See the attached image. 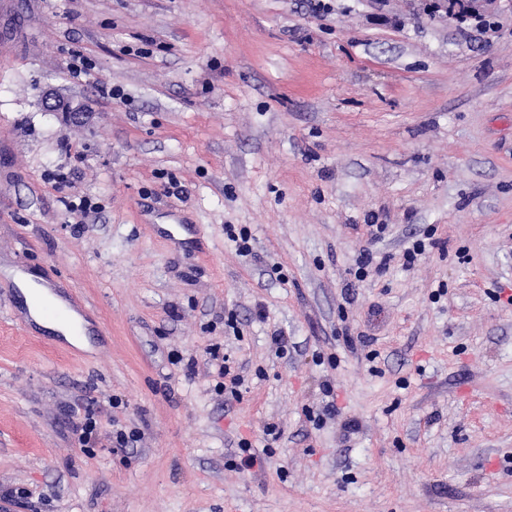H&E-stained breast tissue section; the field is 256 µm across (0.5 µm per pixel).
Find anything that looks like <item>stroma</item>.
I'll return each instance as SVG.
<instances>
[{
    "label": "stroma",
    "mask_w": 512,
    "mask_h": 512,
    "mask_svg": "<svg viewBox=\"0 0 512 512\" xmlns=\"http://www.w3.org/2000/svg\"><path fill=\"white\" fill-rule=\"evenodd\" d=\"M316 2L0 0V267L73 294L88 341L0 277V512H512V7ZM460 1L448 3V16L455 18L462 10L475 15L493 11L497 8L500 0H448ZM213 360H220V356L216 352H210ZM229 358L226 356H222L220 362L216 365L217 369V377L219 379H224V381L217 382L216 386L224 391L225 400L231 401L240 399L241 391L239 387L242 385V376L239 373L232 374L231 366L228 363ZM231 375V376H230ZM226 378H229V383H226Z\"/></svg>",
    "instance_id": "obj_1"
}]
</instances>
